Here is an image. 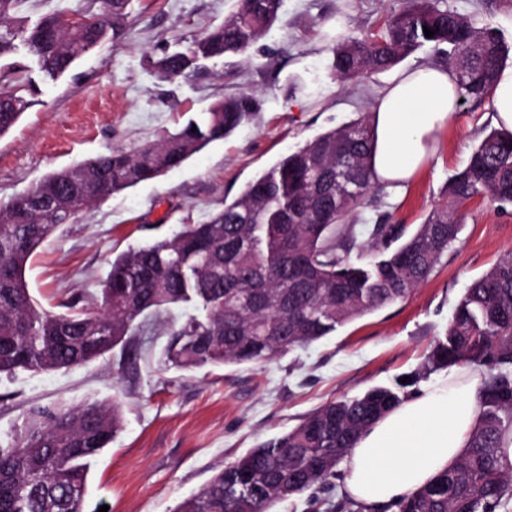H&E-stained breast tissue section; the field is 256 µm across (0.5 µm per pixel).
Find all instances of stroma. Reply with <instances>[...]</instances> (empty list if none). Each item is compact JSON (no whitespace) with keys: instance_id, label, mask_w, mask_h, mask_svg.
I'll return each instance as SVG.
<instances>
[{"instance_id":"stroma-1","label":"stroma","mask_w":512,"mask_h":512,"mask_svg":"<svg viewBox=\"0 0 512 512\" xmlns=\"http://www.w3.org/2000/svg\"><path fill=\"white\" fill-rule=\"evenodd\" d=\"M448 5L512 38V0ZM236 6L237 0H131L122 36L55 80L24 46L0 58L22 66L30 102L0 137V204L52 170L112 147L135 150L158 140L226 95L253 91L261 99L253 121L181 167L96 203L35 254L26 278L44 308L59 309L76 293L95 296L113 259L149 237L153 226L170 233L205 223L290 150L371 111L395 77L390 71L337 81L329 47L337 22L350 33H369L401 8V0H283L277 23L252 48L251 60L209 61L217 79L168 81L151 68L152 59L184 49ZM492 112L488 99L460 103L436 136L430 164L402 189L369 195L359 217L408 230L421 224L493 128ZM509 253L512 205L474 202L458 241L404 300L257 366L162 369L167 337L156 332L84 366L0 374V437L35 405L119 402L123 429L91 468L88 512L103 505L108 512H174L224 462L288 431L322 404L393 388L418 372L472 280Z\"/></svg>"}]
</instances>
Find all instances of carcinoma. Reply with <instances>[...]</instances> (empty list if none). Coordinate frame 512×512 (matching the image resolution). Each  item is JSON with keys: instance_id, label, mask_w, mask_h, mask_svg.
I'll return each mask as SVG.
<instances>
[{"instance_id": "carcinoma-1", "label": "carcinoma", "mask_w": 512, "mask_h": 512, "mask_svg": "<svg viewBox=\"0 0 512 512\" xmlns=\"http://www.w3.org/2000/svg\"><path fill=\"white\" fill-rule=\"evenodd\" d=\"M131 0H87L84 22L62 28L48 13L15 23L22 0H0V57L19 40L50 78L105 41L119 38ZM281 0H239L224 23L186 50L154 61L166 80H204L208 59L242 55L279 19ZM434 31L431 38L423 28ZM505 33L448 8L446 0H403L363 37L336 36L330 47L339 78L384 73L430 46L446 55L466 99L490 96L509 49ZM22 68L0 69V136L28 107ZM261 109L240 92L136 151L109 149L37 181L29 200L0 206V374L54 372L89 363L128 336L159 326L168 336L166 369L259 365L314 343L338 328L413 293L459 238L473 200L512 205V130L494 128L449 179L445 201L411 234L393 224L357 230L356 209L379 190L372 167L374 129L366 114L298 146L254 178L204 224L128 248L112 260L99 295L64 312L39 306L26 270L54 234L91 204L182 166ZM174 307L193 313L173 318ZM482 369L484 402L460 459L396 512H512V255L466 289L423 372L459 363ZM375 387L329 402L300 424L224 463L176 512H269L336 477L358 436L405 397ZM117 403L34 406L0 440V512H85L89 471L122 430Z\"/></svg>"}]
</instances>
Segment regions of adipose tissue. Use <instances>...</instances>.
<instances>
[{
  "mask_svg": "<svg viewBox=\"0 0 512 512\" xmlns=\"http://www.w3.org/2000/svg\"><path fill=\"white\" fill-rule=\"evenodd\" d=\"M459 85L445 66L403 71L378 97L371 121L373 167L400 188L435 153V135L459 106ZM483 404L477 367L461 365L364 430L344 462L345 492L366 512L395 504L448 469L467 448Z\"/></svg>",
  "mask_w": 512,
  "mask_h": 512,
  "instance_id": "ef3b65f1",
  "label": "adipose tissue"
}]
</instances>
